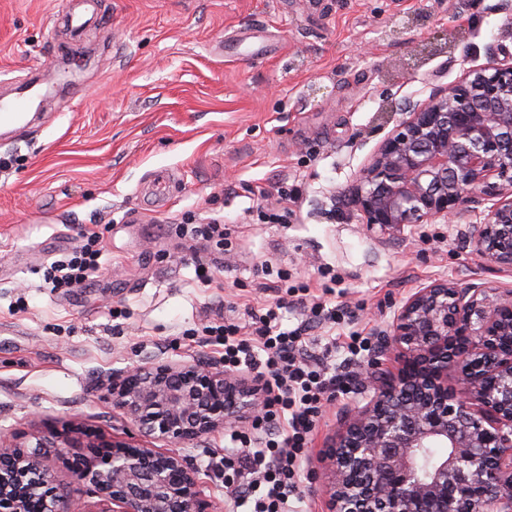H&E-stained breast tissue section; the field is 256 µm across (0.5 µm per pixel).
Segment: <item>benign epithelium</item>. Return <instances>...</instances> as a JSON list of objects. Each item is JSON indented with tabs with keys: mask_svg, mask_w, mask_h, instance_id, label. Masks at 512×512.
<instances>
[{
	"mask_svg": "<svg viewBox=\"0 0 512 512\" xmlns=\"http://www.w3.org/2000/svg\"><path fill=\"white\" fill-rule=\"evenodd\" d=\"M339 194L347 218L384 233L464 224L474 251L512 271V53L410 104ZM380 335L401 367L370 376L372 394L325 452L331 512H512V289L434 281ZM264 405L258 376L177 360L130 367L112 376V406L131 432L68 422L28 441L0 435V512H64L42 448L92 449L74 476L98 490V512H205L196 472L155 443L193 442ZM438 447L448 453L424 469Z\"/></svg>",
	"mask_w": 512,
	"mask_h": 512,
	"instance_id": "7a95c632",
	"label": "benign epithelium"
}]
</instances>
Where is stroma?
Wrapping results in <instances>:
<instances>
[{
    "instance_id": "35a3bbf8",
    "label": "stroma",
    "mask_w": 512,
    "mask_h": 512,
    "mask_svg": "<svg viewBox=\"0 0 512 512\" xmlns=\"http://www.w3.org/2000/svg\"><path fill=\"white\" fill-rule=\"evenodd\" d=\"M500 0H0V98L30 76L56 86L23 128L0 130V430L23 435L76 420L107 433L112 375L151 360L221 363L202 328L288 284L356 306L337 334L376 335L433 281L512 286L465 227L437 220L389 235L346 223L339 196L398 123L405 100L485 62L499 45ZM93 17L80 38L63 14ZM171 178L164 202L151 181ZM298 197L264 224L256 186ZM223 219L230 254H206L222 287L201 284L179 224ZM100 235L84 288H46L43 267ZM355 395L326 408L300 469L311 512H330L322 460ZM215 432L179 452L208 512H228L207 466ZM64 505L94 512L75 480L78 448H47Z\"/></svg>"
}]
</instances>
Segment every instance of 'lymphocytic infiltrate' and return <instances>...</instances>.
<instances>
[{
	"mask_svg": "<svg viewBox=\"0 0 512 512\" xmlns=\"http://www.w3.org/2000/svg\"><path fill=\"white\" fill-rule=\"evenodd\" d=\"M103 245L87 233L71 254L53 261L43 280L54 289L75 288L100 268ZM283 301L249 311L247 324L233 319L211 326L224 347V366L255 370L265 379L267 410L248 429L224 432V452L212 457L222 470L234 512H304L298 473L308 454L323 402L351 394L354 358L369 349V339L330 334L306 340L302 327L283 324Z\"/></svg>",
	"mask_w": 512,
	"mask_h": 512,
	"instance_id": "1",
	"label": "lymphocytic infiltrate"
}]
</instances>
